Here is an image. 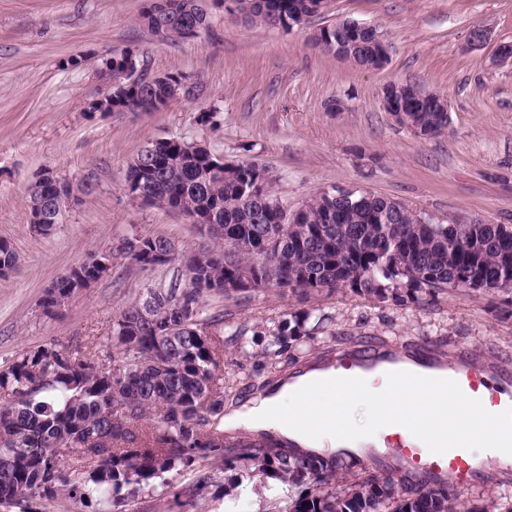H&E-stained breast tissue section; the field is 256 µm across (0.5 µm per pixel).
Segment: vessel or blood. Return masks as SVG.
I'll list each match as a JSON object with an SVG mask.
<instances>
[{"label":"vessel or blood","instance_id":"1","mask_svg":"<svg viewBox=\"0 0 512 512\" xmlns=\"http://www.w3.org/2000/svg\"><path fill=\"white\" fill-rule=\"evenodd\" d=\"M429 347V342H422L410 354L400 346L373 344L335 356L331 374L320 383L325 401H334L337 391L351 386L362 373L419 383L436 393L450 387L476 401L487 416L496 418L501 426V442L512 446V359L490 362L473 351L456 349L443 368L434 362ZM394 445L397 456L421 465L440 483H469L480 472L497 474L507 468L496 454L477 459L457 444L419 448L400 437Z\"/></svg>","mask_w":512,"mask_h":512}]
</instances>
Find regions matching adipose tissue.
Returning a JSON list of instances; mask_svg holds the SVG:
<instances>
[{"instance_id":"obj_1","label":"adipose tissue","mask_w":512,"mask_h":512,"mask_svg":"<svg viewBox=\"0 0 512 512\" xmlns=\"http://www.w3.org/2000/svg\"><path fill=\"white\" fill-rule=\"evenodd\" d=\"M318 377V372H308L294 383L229 409L223 419L225 431L277 434L313 451L331 447L355 452L369 447L384 449L381 433L387 429L409 440L451 441L467 448L491 446L498 437L495 424L480 408L454 392L445 393L435 403L420 386L411 388L395 381L377 386L362 383L338 392L331 409L318 400ZM354 397L368 408V418L361 425L348 416Z\"/></svg>"}]
</instances>
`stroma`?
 Returning <instances> with one entry per match:
<instances>
[{
  "mask_svg": "<svg viewBox=\"0 0 512 512\" xmlns=\"http://www.w3.org/2000/svg\"><path fill=\"white\" fill-rule=\"evenodd\" d=\"M142 0H0V239L17 266L0 275V367L55 343L69 349L108 335L112 319L155 289L184 285L179 260L140 268L123 253L134 235L163 236L194 253L208 235L185 215L124 192L130 160L164 138L206 143L217 158L255 163L272 178L278 202L299 208L339 187L400 201L434 224L460 217L512 225V64L494 61L512 41V0H327L321 15L290 31L254 26L210 6L212 29L164 40L138 20ZM350 18L379 26L391 45L379 70H362L313 49L314 32ZM491 38L479 47L474 27ZM135 52L151 74L181 71L189 94L158 112H92L104 89L97 71L109 53ZM81 58L70 66V58ZM411 82L445 97L444 133L421 138L386 112L381 92ZM341 111H331L334 100ZM208 113L201 121L200 113ZM53 170L80 187L46 234L28 223L26 186ZM112 269L60 309L44 311L46 288L96 253ZM227 331H242V349L220 364L228 404L250 398L268 378L308 360L290 351L265 362L268 329L283 314L333 315L326 346L352 339L389 343L445 341L512 357V290L493 295L451 291L424 306L384 302L343 290L306 301L268 290L251 298L208 296ZM277 489L270 479L216 490L209 512H264Z\"/></svg>",
  "mask_w": 512,
  "mask_h": 512,
  "instance_id": "obj_1",
  "label": "stroma"
}]
</instances>
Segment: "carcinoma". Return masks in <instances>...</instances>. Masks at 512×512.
<instances>
[{
    "label": "carcinoma",
    "mask_w": 512,
    "mask_h": 512,
    "mask_svg": "<svg viewBox=\"0 0 512 512\" xmlns=\"http://www.w3.org/2000/svg\"><path fill=\"white\" fill-rule=\"evenodd\" d=\"M243 20L268 28L311 16L320 0H232ZM174 17L160 19L144 0L139 20L157 35L172 25L200 32L210 27L205 0H171ZM363 68L376 45L344 48ZM112 111L158 112L171 93L158 82L112 88ZM437 93L410 105L404 124L415 135L441 133L448 113ZM261 176L253 163L219 164L197 154L194 143H155L154 159L128 167L127 179L147 186L150 204L180 208L224 225V239L199 250L195 275L183 288L151 290L112 319L110 335L89 338L78 351L54 344L27 350L0 369V507L37 512L44 501L93 504L94 512H127L129 501L153 497L152 481L189 474L185 505L203 512L221 474L274 479L286 493L266 512H475L457 489L435 484L396 462L368 467L347 454L303 453L277 440H224L226 346L224 314L210 311L200 288L217 274L246 268L262 282L294 294L328 296L341 289L418 304L417 292L489 293L512 284L511 224H431L403 203L366 194L349 199L320 195L298 224L267 190L245 187ZM17 254L0 240V273ZM410 286L404 293L399 283ZM154 312L143 319L140 310ZM292 313L278 322L266 357H281L316 340V325ZM149 421V433L137 434Z\"/></svg>",
    "instance_id": "carcinoma-1"
}]
</instances>
